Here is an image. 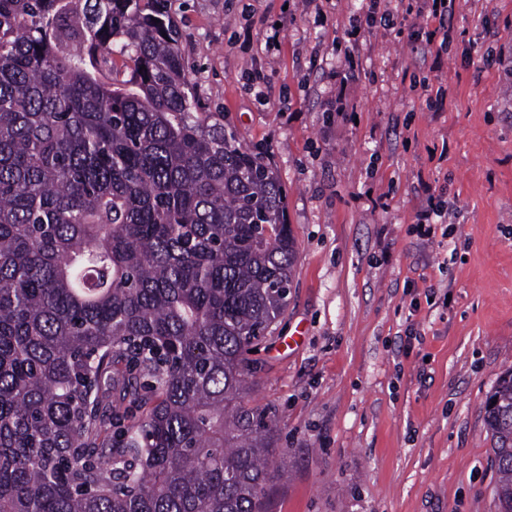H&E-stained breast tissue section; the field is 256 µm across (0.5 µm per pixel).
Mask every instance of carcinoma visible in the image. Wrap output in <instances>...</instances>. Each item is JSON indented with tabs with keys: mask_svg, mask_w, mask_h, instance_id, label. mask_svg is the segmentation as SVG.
Masks as SVG:
<instances>
[{
	"mask_svg": "<svg viewBox=\"0 0 512 512\" xmlns=\"http://www.w3.org/2000/svg\"><path fill=\"white\" fill-rule=\"evenodd\" d=\"M166 0H0V512H262L296 246ZM512 512V371L487 399Z\"/></svg>",
	"mask_w": 512,
	"mask_h": 512,
	"instance_id": "carcinoma-1",
	"label": "carcinoma"
}]
</instances>
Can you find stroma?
Returning a JSON list of instances; mask_svg holds the SVG:
<instances>
[{"label": "stroma", "mask_w": 512, "mask_h": 512, "mask_svg": "<svg viewBox=\"0 0 512 512\" xmlns=\"http://www.w3.org/2000/svg\"><path fill=\"white\" fill-rule=\"evenodd\" d=\"M368 3L169 0L201 110L287 192L293 287L250 394L284 457L265 512H498L484 407L512 370V0H456L437 58L395 28L351 41ZM441 207L430 199L425 207H423L416 214V222L413 225V230L422 237H429L434 233L433 224H438L435 221L436 217H442Z\"/></svg>", "instance_id": "obj_1"}]
</instances>
